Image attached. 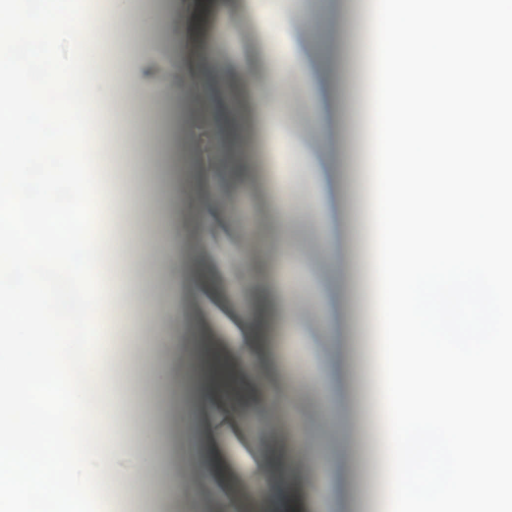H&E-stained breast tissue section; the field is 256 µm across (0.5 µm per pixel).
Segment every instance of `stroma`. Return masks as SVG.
Returning <instances> with one entry per match:
<instances>
[{
	"mask_svg": "<svg viewBox=\"0 0 512 512\" xmlns=\"http://www.w3.org/2000/svg\"><path fill=\"white\" fill-rule=\"evenodd\" d=\"M373 0H131L130 13L116 19L131 26L147 17L131 52L146 61L157 85L172 74L166 52L180 47L194 57L196 86L169 111L162 97L129 93L113 112L86 113L105 121L127 148L108 155L104 174L112 193H101L103 240L133 244V259L122 274L131 284L116 299L115 352L134 351L117 378V388L134 416L125 432L154 434L158 471L136 500L116 503L113 512H267L254 498L251 482L277 484L278 467L288 461V491L299 512H385L386 479L377 460L384 426L376 405L350 400L354 389L379 381L373 251L371 170V23ZM289 25L295 41L317 49L326 61L323 85L333 103L326 130H319L312 92L292 74L271 80L278 48L272 34ZM270 88L283 102L276 128L256 124V91ZM185 157L181 192L159 190L151 197L139 187L154 180L149 158L155 149ZM318 153L335 173L327 210L311 203L317 190L306 154ZM290 187L297 210L282 227L272 201ZM212 217L203 248L188 251L186 262L200 285L172 288L177 276L158 256L160 244L192 239L197 209ZM287 236L303 261L289 266L277 252ZM293 285V318L279 320L271 285ZM159 303L172 306L165 327L151 317ZM337 320L348 349L333 347L326 317ZM266 342L255 364L237 357L243 337ZM209 346L212 396L189 395L186 372L164 378L166 343ZM331 367L348 398L335 419L325 413L324 367ZM288 391L281 409L270 404L272 389ZM197 438L202 450L224 451L225 472L198 476L184 461L183 448ZM250 473L251 482L240 479ZM186 482V496L172 495V481Z\"/></svg>",
	"mask_w": 512,
	"mask_h": 512,
	"instance_id": "stroma-1",
	"label": "stroma"
}]
</instances>
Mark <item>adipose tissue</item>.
<instances>
[{
    "label": "adipose tissue",
    "instance_id": "ef3b65f1",
    "mask_svg": "<svg viewBox=\"0 0 512 512\" xmlns=\"http://www.w3.org/2000/svg\"><path fill=\"white\" fill-rule=\"evenodd\" d=\"M81 32L69 78L55 46ZM124 34L70 0H0V264L17 272L0 285V512H88L99 458L111 445L125 474L119 496L157 468L155 455L117 446L128 420L112 379L109 297L127 291L117 268L131 255L99 248L84 230L98 172L101 122L60 123L65 112L111 111L130 88H147L139 58L122 55ZM97 324L95 352L82 330Z\"/></svg>",
    "mask_w": 512,
    "mask_h": 512
}]
</instances>
